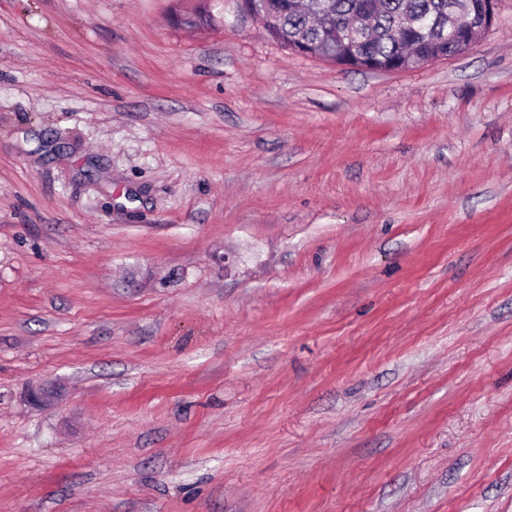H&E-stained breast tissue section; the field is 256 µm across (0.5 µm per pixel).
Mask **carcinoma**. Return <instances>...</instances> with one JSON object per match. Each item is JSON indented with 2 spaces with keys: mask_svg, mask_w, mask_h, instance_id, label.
Here are the masks:
<instances>
[{
  "mask_svg": "<svg viewBox=\"0 0 512 512\" xmlns=\"http://www.w3.org/2000/svg\"><path fill=\"white\" fill-rule=\"evenodd\" d=\"M364 4L365 0H305L307 10L300 12L292 7L291 0H255V10L268 34L285 48L292 52L304 49L335 64L348 59L358 68L370 62L383 67L406 60L415 68L436 60L445 51L455 52L456 41L450 38L446 45L434 43L413 54L392 35L402 17L448 19V0H373L367 42L359 49L346 48L338 42L337 32Z\"/></svg>",
  "mask_w": 512,
  "mask_h": 512,
  "instance_id": "carcinoma-1",
  "label": "carcinoma"
}]
</instances>
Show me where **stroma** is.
Wrapping results in <instances>:
<instances>
[{"label": "stroma", "instance_id": "stroma-1", "mask_svg": "<svg viewBox=\"0 0 512 512\" xmlns=\"http://www.w3.org/2000/svg\"><path fill=\"white\" fill-rule=\"evenodd\" d=\"M0 512H512V0L397 72L0 0Z\"/></svg>", "mask_w": 512, "mask_h": 512}]
</instances>
